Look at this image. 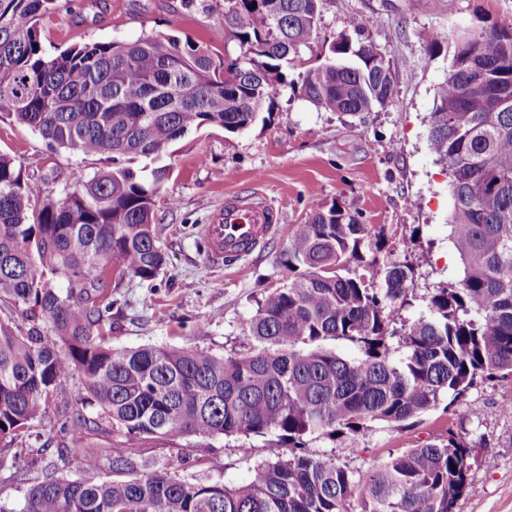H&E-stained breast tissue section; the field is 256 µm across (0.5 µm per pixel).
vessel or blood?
<instances>
[{
  "label": "vessel or blood",
  "instance_id": "vessel-or-blood-1",
  "mask_svg": "<svg viewBox=\"0 0 512 512\" xmlns=\"http://www.w3.org/2000/svg\"><path fill=\"white\" fill-rule=\"evenodd\" d=\"M279 222V212L261 195L225 197L203 227L210 259L219 264L260 249Z\"/></svg>",
  "mask_w": 512,
  "mask_h": 512
}]
</instances>
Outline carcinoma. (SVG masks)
Masks as SVG:
<instances>
[{
  "instance_id": "cac0c4a2",
  "label": "carcinoma",
  "mask_w": 512,
  "mask_h": 512,
  "mask_svg": "<svg viewBox=\"0 0 512 512\" xmlns=\"http://www.w3.org/2000/svg\"><path fill=\"white\" fill-rule=\"evenodd\" d=\"M234 0L224 31L237 52L215 62L174 36L93 42L49 53L38 23L57 0H0V117L31 127L54 148L112 160L55 198L0 154V447L26 454L33 423L53 421L58 455L80 441L99 408L126 442L187 436L273 435L247 484L189 479L112 449L113 479L96 458L72 479L45 468L20 512H454L467 484V449L452 433L355 473L308 442L403 426L462 401L480 380L512 377V28L460 36L437 87L428 145L448 167L450 241L459 279L413 306V269L359 211L318 205L278 256L288 272L242 326L243 353L194 346L117 349L112 276L155 279L166 265L155 206L169 168L120 162L158 157L192 128L251 126L287 87L325 112L356 114L392 103L395 67L350 17L330 55L297 78L314 46L322 0ZM34 222H29V218ZM68 282L59 291L46 272ZM51 332H45V327ZM346 341V359L330 342ZM83 396L52 411L71 378Z\"/></svg>"
}]
</instances>
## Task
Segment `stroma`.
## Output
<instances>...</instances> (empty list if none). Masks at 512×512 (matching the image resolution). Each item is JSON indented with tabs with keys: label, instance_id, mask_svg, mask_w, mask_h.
I'll return each instance as SVG.
<instances>
[{
	"label": "stroma",
	"instance_id": "obj_1",
	"mask_svg": "<svg viewBox=\"0 0 512 512\" xmlns=\"http://www.w3.org/2000/svg\"><path fill=\"white\" fill-rule=\"evenodd\" d=\"M353 15L376 21L369 35L396 70L392 105L349 116L318 110L287 89L243 132L204 126L174 141L159 159L132 161L135 169L158 163L170 168L155 207L167 265L154 280L127 278L113 289V347L195 346L218 355L246 350L242 325L267 291L286 280L277 256L290 229L322 202L357 207L363 223L402 241L395 257L413 266L418 294L458 278L460 262L448 241L450 177L428 146L430 112L456 38L464 31L512 26V0H323L320 39L304 54L307 66L324 61ZM39 31L52 53L159 34L200 45L218 62L236 51L224 32V0H78L74 6L59 0L40 19ZM0 152L21 162L25 175L44 182L57 197L71 188L75 175L112 166L101 156L48 148L37 131L7 118L0 119ZM255 191L280 213L278 230L261 250L233 266L214 264L203 224L226 195ZM511 400L512 378L487 380L462 404L425 414L408 428L381 426L368 436L317 438L309 449L364 470L452 432L465 440L471 464L456 512H512V409L505 407ZM248 444V462L238 452V439L221 435L175 443L146 438L132 450L150 465L185 458V476L237 486L252 480L254 462L273 446L268 436ZM11 457L10 450L0 451V505L19 512L27 488L42 473L16 471Z\"/></svg>",
	"mask_w": 512,
	"mask_h": 512
}]
</instances>
